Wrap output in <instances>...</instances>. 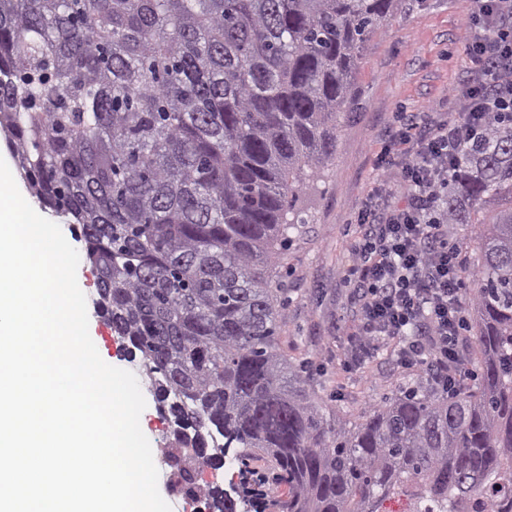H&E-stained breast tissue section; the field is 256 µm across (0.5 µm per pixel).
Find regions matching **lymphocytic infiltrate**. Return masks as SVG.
Masks as SVG:
<instances>
[{
    "label": "lymphocytic infiltrate",
    "instance_id": "1",
    "mask_svg": "<svg viewBox=\"0 0 512 512\" xmlns=\"http://www.w3.org/2000/svg\"><path fill=\"white\" fill-rule=\"evenodd\" d=\"M465 15L471 81L452 92L458 110L427 129L418 117L400 118L399 187L407 200L379 217L359 215L355 261L342 278L360 306L359 352L395 341L401 365L425 369L442 384L464 371L457 345L464 323L463 245L449 243L447 225L436 223L433 213L454 161L476 141L485 116L512 111V0H465Z\"/></svg>",
    "mask_w": 512,
    "mask_h": 512
}]
</instances>
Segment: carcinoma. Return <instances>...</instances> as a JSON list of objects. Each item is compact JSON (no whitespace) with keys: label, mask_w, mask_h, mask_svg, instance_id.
<instances>
[{"label":"carcinoma","mask_w":512,"mask_h":512,"mask_svg":"<svg viewBox=\"0 0 512 512\" xmlns=\"http://www.w3.org/2000/svg\"><path fill=\"white\" fill-rule=\"evenodd\" d=\"M393 2L0 0V130L41 207L80 226L97 312L174 417L162 454L182 479L238 448L278 469L286 512L512 500L511 113L489 115L437 213L466 227L470 382L351 428L277 351L294 200L336 152L359 49ZM187 493L237 512L217 489Z\"/></svg>","instance_id":"1"}]
</instances>
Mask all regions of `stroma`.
Masks as SVG:
<instances>
[{
  "label": "stroma",
  "mask_w": 512,
  "mask_h": 512,
  "mask_svg": "<svg viewBox=\"0 0 512 512\" xmlns=\"http://www.w3.org/2000/svg\"><path fill=\"white\" fill-rule=\"evenodd\" d=\"M468 39L464 0H395L386 25L360 52L351 106L336 131V152L313 191L300 197L305 222L290 231L273 273L274 301L286 313L279 351L302 375L319 381L316 401L350 426L428 380L425 370L398 366L391 341L381 343L372 358H355L351 336L359 312L342 277L354 260L351 244L359 213L401 200L403 155L392 137L400 115L418 112L434 124L447 120L456 109L452 89L469 78L464 62ZM88 318L90 337L103 358L136 374L144 389L140 426L164 475L158 489L171 512H185L183 491L166 483L173 470L162 450L173 434L158 421L148 380L138 362L117 353L112 330L100 314L92 310Z\"/></svg>",
  "instance_id": "obj_1"
}]
</instances>
